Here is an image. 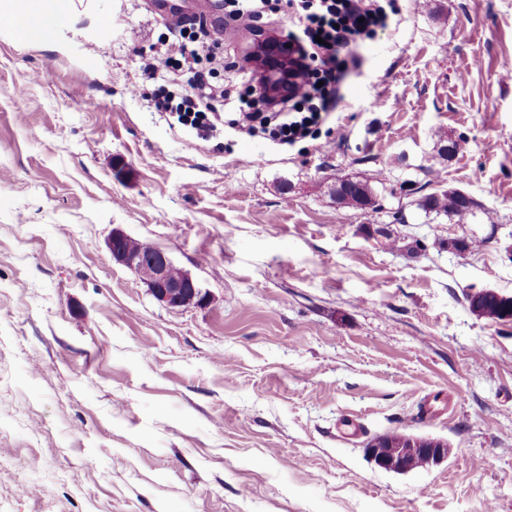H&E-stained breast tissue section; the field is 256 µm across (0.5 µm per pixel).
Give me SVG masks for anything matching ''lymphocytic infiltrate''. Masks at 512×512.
<instances>
[{"label":"lymphocytic infiltrate","mask_w":512,"mask_h":512,"mask_svg":"<svg viewBox=\"0 0 512 512\" xmlns=\"http://www.w3.org/2000/svg\"><path fill=\"white\" fill-rule=\"evenodd\" d=\"M221 6L225 20L246 32L267 12L287 15L286 36L300 60L294 90L277 110L264 111L250 74L220 80L223 64L211 47L203 16H185L170 25L169 37L152 46L143 74L154 78L164 66L186 77L189 89L156 98L155 107L173 114L181 126L207 133L223 120L217 101L228 100L235 112L227 120L230 128L288 145L314 135L335 111L348 55L386 28L395 8L394 0H222Z\"/></svg>","instance_id":"1"}]
</instances>
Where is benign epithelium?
Masks as SVG:
<instances>
[{"label":"benign epithelium","mask_w":512,"mask_h":512,"mask_svg":"<svg viewBox=\"0 0 512 512\" xmlns=\"http://www.w3.org/2000/svg\"><path fill=\"white\" fill-rule=\"evenodd\" d=\"M255 70L262 77V92L267 101L278 102L288 93L295 69V54L288 44L274 36L258 37L249 55ZM112 259L133 270L154 299L170 309L204 306L208 295L185 269L173 273L178 264L164 249L142 242L120 229L106 241ZM367 457L376 466L394 471H409L408 461L417 456L423 466L438 465L448 458L447 443L436 438L402 435V447L386 448L373 440L365 448Z\"/></svg>","instance_id":"obj_1"}]
</instances>
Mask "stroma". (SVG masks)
<instances>
[{"label":"stroma","mask_w":512,"mask_h":512,"mask_svg":"<svg viewBox=\"0 0 512 512\" xmlns=\"http://www.w3.org/2000/svg\"><path fill=\"white\" fill-rule=\"evenodd\" d=\"M396 6L291 146L154 109L155 0H92L48 48L0 31V512H512V323L466 299L512 295V0ZM378 176L377 208L337 204L338 179ZM446 188L474 217L416 208ZM116 228L208 304L161 306ZM396 432L449 455L383 470L365 448Z\"/></svg>","instance_id":"stroma-1"}]
</instances>
